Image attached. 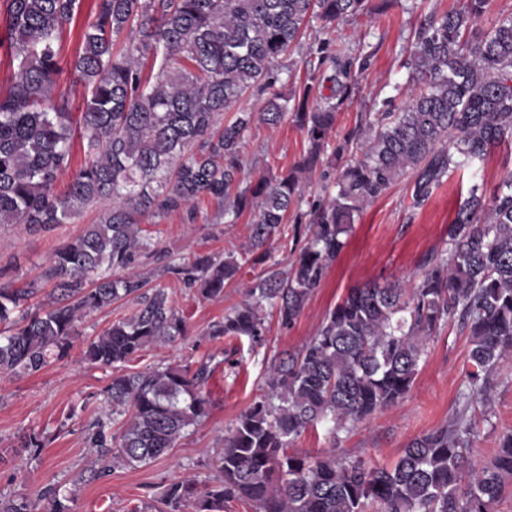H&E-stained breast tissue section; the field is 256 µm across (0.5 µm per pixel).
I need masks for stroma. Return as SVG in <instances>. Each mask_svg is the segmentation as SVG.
Masks as SVG:
<instances>
[{
  "label": "stroma",
  "mask_w": 512,
  "mask_h": 512,
  "mask_svg": "<svg viewBox=\"0 0 512 512\" xmlns=\"http://www.w3.org/2000/svg\"><path fill=\"white\" fill-rule=\"evenodd\" d=\"M460 6L461 0H401L387 13L343 20L330 28L331 38L371 55L358 78L356 93L337 115L335 138L354 128L358 113H375L376 102L391 95L393 85L404 82L403 63L414 47L413 33L420 19ZM306 147L303 131L290 120L276 126L254 122L240 144L239 179L247 183L268 169L289 170L301 160ZM511 173L512 153L504 148L495 150L478 175L453 173L425 206L416 210L409 206L411 179L401 177L357 218L345 248L295 324L288 328L276 317H267L265 340L258 345L245 339L216 341L208 334L225 313L244 305L258 269L244 266L225 286L223 297L210 300L202 298L196 287L156 271L154 265L144 266L151 286L167 289L172 296L186 321L187 334L147 348L124 370L133 373L170 364L209 362L212 372L203 387L209 400L207 415L150 465L115 467L106 477L91 476L88 429L106 406L104 389L112 371L91 364L84 350L92 338L112 322L129 317L135 308L130 300L116 301L79 322L78 334L63 356L51 357L39 372L0 379V498L23 497L32 512H43V492L51 487L60 495L73 497V512H131L137 505L158 506L162 492L184 477H192L201 488L214 484L220 477L214 462L224 447V435L264 393L265 374L275 358L300 348L350 289L375 281L419 280L424 256L443 248L448 226L473 180L481 179L491 188ZM198 209L195 223H185L181 214L170 213L148 218L144 227L176 264L241 254L253 213H242L230 223L217 217L216 201L202 200ZM96 216L92 208L47 232L0 227V285L15 280L38 282L39 289L29 304L35 307L48 302L53 285L43 281L44 270L55 251L81 235ZM468 354L466 332L457 324H447L430 341L407 399L378 411L350 432L340 433L334 442L324 429L308 430L294 442V449L312 454L331 450L340 458L360 457L388 466L413 439L443 426L463 410L476 426L469 456L481 464L489 462L503 435L512 432V355L497 369L490 401H478L466 409L458 397L470 369ZM32 434L45 441L36 455L24 448Z\"/></svg>",
  "instance_id": "35a3bbf8"
}]
</instances>
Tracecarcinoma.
<instances>
[{"mask_svg":"<svg viewBox=\"0 0 512 512\" xmlns=\"http://www.w3.org/2000/svg\"><path fill=\"white\" fill-rule=\"evenodd\" d=\"M395 0H96L72 62L82 111L58 89L62 42L81 0H3L0 54L10 68L0 93V226L51 231L102 203L83 234L64 243L43 277L55 282L49 307L30 311L36 282L0 287V377L40 371L62 355L83 316L130 298L135 311L86 344L85 357L117 368L148 347L186 333L164 288L137 272L163 259L142 228L149 216L178 212L193 223L208 197L224 214L255 213L246 261L265 264L269 244L291 234L295 259L268 268L250 301L214 322V339L261 340L266 314L292 325L344 249L356 217L401 177L412 178L410 207H422L449 175L479 166L512 141V16L479 27L488 0L425 17L406 59L405 105L371 116L333 151L345 163L335 192L301 209V183L327 158L336 114L358 88L370 56L323 36L344 19L382 14ZM304 80L291 93L277 63L301 42L310 22ZM246 93L269 94L259 114L237 108ZM306 135L302 161L240 186L239 145L255 120L285 117ZM84 160L74 166V138ZM71 174L64 190L60 180ZM291 228H286L287 223ZM448 257L432 253L418 283L395 280L353 288L297 351L268 370L266 392L224 436L220 479L204 490L186 479L170 485L157 512H224L240 500L256 512H491L512 487V433L493 461L469 458L474 437L464 415L414 439L390 467L290 453L311 427L329 439L407 398L430 340L448 323L468 331L471 370L464 409L491 397L500 360L512 353V178L488 189L474 182L448 226ZM243 263L203 257L163 271L199 283L207 299ZM209 365H168L112 376V412L89 435L100 461L145 466L175 447L207 414L202 386ZM117 430H112L113 425Z\"/></svg>","mask_w":512,"mask_h":512,"instance_id":"1","label":"carcinoma"}]
</instances>
